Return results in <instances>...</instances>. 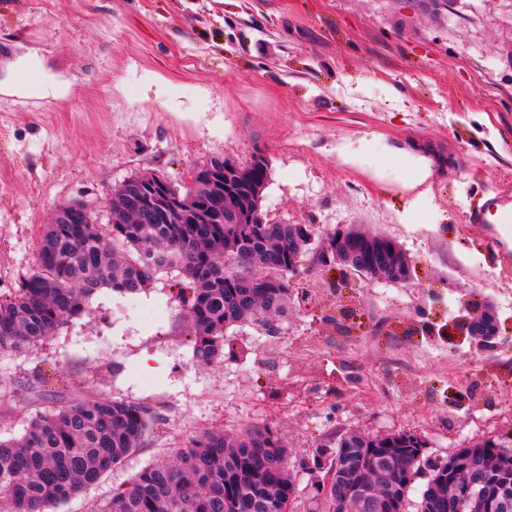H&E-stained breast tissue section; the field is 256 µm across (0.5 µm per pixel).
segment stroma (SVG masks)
Returning a JSON list of instances; mask_svg holds the SVG:
<instances>
[{
  "instance_id": "35a3bbf8",
  "label": "stroma",
  "mask_w": 512,
  "mask_h": 512,
  "mask_svg": "<svg viewBox=\"0 0 512 512\" xmlns=\"http://www.w3.org/2000/svg\"><path fill=\"white\" fill-rule=\"evenodd\" d=\"M393 147L428 164L424 190L402 186ZM257 152L271 221L312 225L317 248L341 228L381 233L413 283L338 290L304 260L309 298L279 334L233 330L206 366L161 272L132 297L98 292L38 349L0 352L1 436L90 390L162 415L46 512H88L216 427L276 429L294 462L353 430L418 432L433 461L512 433V233L470 219L512 193V0H0V299L35 270L58 207L105 224L129 178L184 190L211 160ZM471 293L497 314L492 346L448 330Z\"/></svg>"
}]
</instances>
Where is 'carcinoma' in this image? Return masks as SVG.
Listing matches in <instances>:
<instances>
[{
	"instance_id": "cac0c4a2",
	"label": "carcinoma",
	"mask_w": 512,
	"mask_h": 512,
	"mask_svg": "<svg viewBox=\"0 0 512 512\" xmlns=\"http://www.w3.org/2000/svg\"><path fill=\"white\" fill-rule=\"evenodd\" d=\"M268 177V160L259 154L240 174L224 179L221 198L203 178L179 195V207L157 204L144 211L136 205L137 184L154 177L136 176L112 194V222L105 226L91 216L67 224L65 214H54L40 235L33 274L14 297L0 300V351L36 349L65 322L85 314L101 289L139 294L155 274L172 270L190 323L193 358L210 365L224 358L230 329L264 327L288 317L300 258L334 261L336 252L348 250L366 276L384 274L390 280L408 261L390 239L391 252L374 264L366 241L379 235L359 231L340 245L330 233L321 250L312 251L311 225L276 224L262 212ZM157 419L151 407L97 396L61 398L36 412L20 437H0V512H44L66 502L141 448ZM371 446L375 454L361 452ZM399 447L353 431L329 454L351 482L371 483L375 496L382 497L386 488L376 466L389 449ZM458 454L467 474L512 472V436L478 442ZM289 459L282 437L268 427L237 434L207 430L173 459L144 468L93 512H288L289 501L300 494ZM419 467L420 462L409 461L396 470L400 512H407ZM442 478L443 470L430 468L417 512H434L432 503L454 497L460 499L457 512H499L498 503L512 498V485L489 486L470 498L462 493L461 480L443 483ZM345 486L337 481L328 498L313 489L307 512H351L355 501Z\"/></svg>"
}]
</instances>
